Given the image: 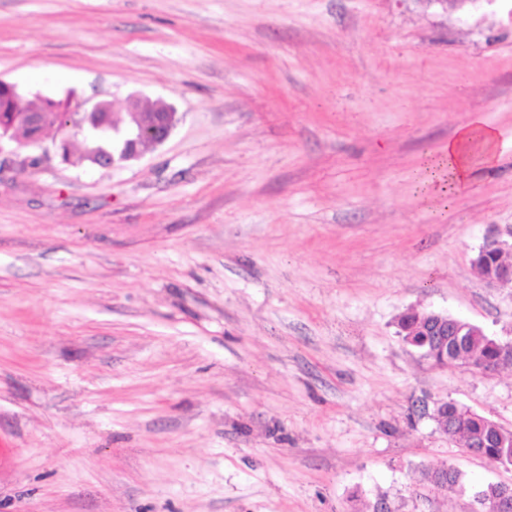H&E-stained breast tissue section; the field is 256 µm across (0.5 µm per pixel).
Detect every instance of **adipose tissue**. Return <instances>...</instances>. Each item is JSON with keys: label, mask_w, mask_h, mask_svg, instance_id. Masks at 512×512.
<instances>
[{"label": "adipose tissue", "mask_w": 512, "mask_h": 512, "mask_svg": "<svg viewBox=\"0 0 512 512\" xmlns=\"http://www.w3.org/2000/svg\"><path fill=\"white\" fill-rule=\"evenodd\" d=\"M497 134L493 128L474 120L459 126L449 139L447 151L440 161L452 188L469 183L476 168H490L496 163Z\"/></svg>", "instance_id": "obj_1"}]
</instances>
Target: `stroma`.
<instances>
[{"instance_id": "35a3bbf8", "label": "stroma", "mask_w": 512, "mask_h": 512, "mask_svg": "<svg viewBox=\"0 0 512 512\" xmlns=\"http://www.w3.org/2000/svg\"><path fill=\"white\" fill-rule=\"evenodd\" d=\"M0 79L176 114L115 169L0 155V512H472L424 472L512 484L431 416L512 429V367L432 366L397 326L512 335L472 264L512 234V0H0ZM477 116L499 162L448 192ZM447 469V475L445 476V479H442L445 474V470ZM425 479L429 486L434 487L440 482L443 481L442 489H461L462 487L466 486V479L465 475L459 471L458 469L448 466V467H442L433 469L431 471H428L425 474ZM447 482V483H444Z\"/></svg>"}]
</instances>
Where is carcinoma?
<instances>
[{
  "label": "carcinoma",
  "mask_w": 512,
  "mask_h": 512,
  "mask_svg": "<svg viewBox=\"0 0 512 512\" xmlns=\"http://www.w3.org/2000/svg\"><path fill=\"white\" fill-rule=\"evenodd\" d=\"M29 106L31 103L25 100L19 102L15 99L5 98L0 92V127H4L5 132L21 146L37 144L44 132L54 128L61 134L59 142L63 143L64 159L69 164L90 162L89 154L95 150L110 151L114 149L119 151L123 147L122 141H114L110 135L86 139L82 153L74 159L70 147L65 145L68 119L65 118V113L61 112L62 103L51 98L43 99L41 104L36 106V109L43 113L42 123L36 126H31L23 121V113L20 112V109ZM398 327V334L407 346L421 355L429 352L425 337L417 332L413 315L408 313L402 315ZM463 359L475 364L491 363L498 369L512 365V358L500 356L496 344L483 336L475 338L472 343L468 344ZM448 420L451 422V427L446 431L448 440L458 441L462 444L484 439L493 425V422L486 417L451 400L448 401ZM485 459L492 464L497 462L503 468H510L512 467V447L487 448L485 449ZM425 479L431 487L436 486L442 480L445 481V484L442 485L444 489L453 490L466 486L465 475L452 466L433 469L425 474Z\"/></svg>",
  "instance_id": "cac0c4a2"
}]
</instances>
